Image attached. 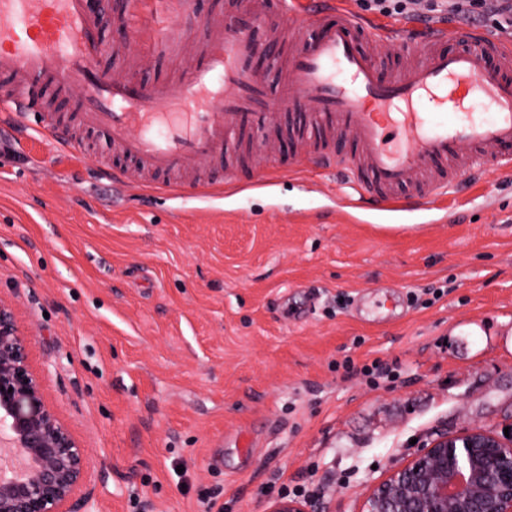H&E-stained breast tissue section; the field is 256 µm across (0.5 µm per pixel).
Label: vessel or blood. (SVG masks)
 <instances>
[{
	"mask_svg": "<svg viewBox=\"0 0 512 512\" xmlns=\"http://www.w3.org/2000/svg\"><path fill=\"white\" fill-rule=\"evenodd\" d=\"M176 0H118L112 26L132 37L149 16L154 55L176 80L146 86L113 80L97 0H0V112L42 114L60 153L70 148L41 96L80 89L78 120L105 133L126 162L99 172L128 186L142 172L156 190L192 175L205 189L235 181L224 149L240 134L276 163L269 133L281 110L302 114L321 143L319 167L342 172L360 200L399 212L439 200L471 170L512 169V44L474 26L382 24L353 16L340 0H236L202 34L173 32ZM455 39L461 49L443 50ZM366 40L420 50L411 66L381 74Z\"/></svg>",
	"mask_w": 512,
	"mask_h": 512,
	"instance_id": "1",
	"label": "vessel or blood"
}]
</instances>
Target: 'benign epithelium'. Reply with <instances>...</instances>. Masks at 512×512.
Listing matches in <instances>:
<instances>
[{
    "instance_id": "obj_1",
    "label": "benign epithelium",
    "mask_w": 512,
    "mask_h": 512,
    "mask_svg": "<svg viewBox=\"0 0 512 512\" xmlns=\"http://www.w3.org/2000/svg\"><path fill=\"white\" fill-rule=\"evenodd\" d=\"M0 459L26 463L21 479L0 478V512H84L76 497L86 460L47 403L28 362L27 338L11 303L0 297ZM269 512H309L280 498ZM361 512H512V436L480 427L442 435L393 470Z\"/></svg>"
}]
</instances>
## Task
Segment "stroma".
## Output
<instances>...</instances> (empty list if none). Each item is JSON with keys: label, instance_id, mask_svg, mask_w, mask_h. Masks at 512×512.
I'll list each match as a JSON object with an SVG mask.
<instances>
[{"label": "stroma", "instance_id": "35a3bbf8", "mask_svg": "<svg viewBox=\"0 0 512 512\" xmlns=\"http://www.w3.org/2000/svg\"><path fill=\"white\" fill-rule=\"evenodd\" d=\"M37 128L0 123V296L85 450L91 512H268L284 487L360 512L439 435L512 428V175L357 224L333 170L116 192Z\"/></svg>", "mask_w": 512, "mask_h": 512}]
</instances>
